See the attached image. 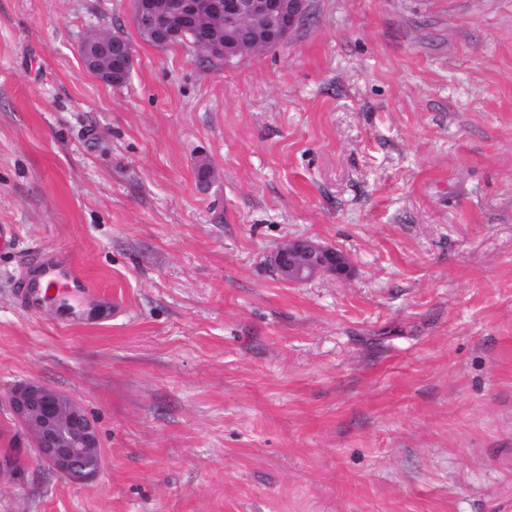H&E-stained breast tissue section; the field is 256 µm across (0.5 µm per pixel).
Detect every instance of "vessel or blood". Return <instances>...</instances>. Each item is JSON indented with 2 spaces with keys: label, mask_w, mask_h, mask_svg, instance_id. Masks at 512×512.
I'll use <instances>...</instances> for the list:
<instances>
[{
  "label": "vessel or blood",
  "mask_w": 512,
  "mask_h": 512,
  "mask_svg": "<svg viewBox=\"0 0 512 512\" xmlns=\"http://www.w3.org/2000/svg\"><path fill=\"white\" fill-rule=\"evenodd\" d=\"M17 300L28 312L49 309L64 327L99 317L103 308L91 280L62 251L49 249L23 273Z\"/></svg>",
  "instance_id": "obj_1"
}]
</instances>
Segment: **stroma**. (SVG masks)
<instances>
[{
  "label": "stroma",
  "mask_w": 512,
  "mask_h": 512,
  "mask_svg": "<svg viewBox=\"0 0 512 512\" xmlns=\"http://www.w3.org/2000/svg\"><path fill=\"white\" fill-rule=\"evenodd\" d=\"M1 224L0 512H512V0H309L230 63L145 42L131 0H0ZM291 236L349 278L282 283ZM44 248L111 313L18 307ZM29 379L96 419V479L36 459ZM79 54L84 70L107 85L123 83L134 65L131 46L108 30H89L81 40Z\"/></svg>",
  "instance_id": "1"
}]
</instances>
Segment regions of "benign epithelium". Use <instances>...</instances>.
I'll return each mask as SVG.
<instances>
[{
  "label": "benign epithelium",
  "mask_w": 512,
  "mask_h": 512,
  "mask_svg": "<svg viewBox=\"0 0 512 512\" xmlns=\"http://www.w3.org/2000/svg\"><path fill=\"white\" fill-rule=\"evenodd\" d=\"M133 9L137 28L155 45H172L189 30L198 53L230 63L285 43L305 22L308 0H133ZM79 54L84 70L107 85L124 82L134 65L131 46L108 30H89ZM270 265L288 285L349 273L342 253L300 236L279 246ZM6 401L40 463L78 485L101 473L106 457L97 422L78 398L30 379L13 385Z\"/></svg>",
  "instance_id": "1"
}]
</instances>
